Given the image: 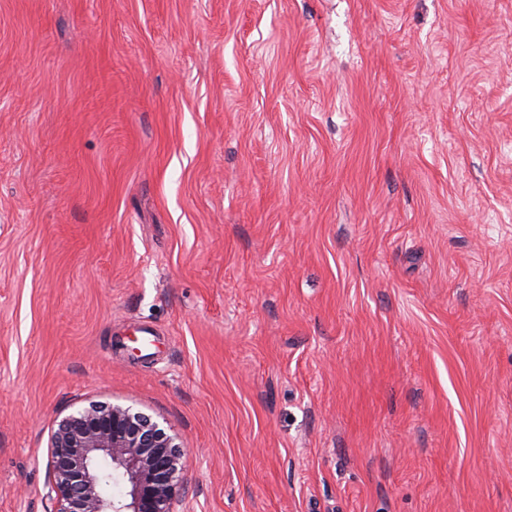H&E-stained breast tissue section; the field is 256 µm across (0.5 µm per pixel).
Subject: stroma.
Returning <instances> with one entry per match:
<instances>
[{
    "label": "stroma",
    "mask_w": 512,
    "mask_h": 512,
    "mask_svg": "<svg viewBox=\"0 0 512 512\" xmlns=\"http://www.w3.org/2000/svg\"><path fill=\"white\" fill-rule=\"evenodd\" d=\"M92 403L174 512H512V0H0V512Z\"/></svg>",
    "instance_id": "obj_1"
}]
</instances>
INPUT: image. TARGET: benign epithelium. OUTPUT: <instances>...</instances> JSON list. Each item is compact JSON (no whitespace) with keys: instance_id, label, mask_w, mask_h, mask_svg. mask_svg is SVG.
Masks as SVG:
<instances>
[{"instance_id":"obj_1","label":"benign epithelium","mask_w":512,"mask_h":512,"mask_svg":"<svg viewBox=\"0 0 512 512\" xmlns=\"http://www.w3.org/2000/svg\"><path fill=\"white\" fill-rule=\"evenodd\" d=\"M185 452L130 407L92 404L64 417L50 446L47 512H173ZM123 486L105 490L106 473Z\"/></svg>"}]
</instances>
